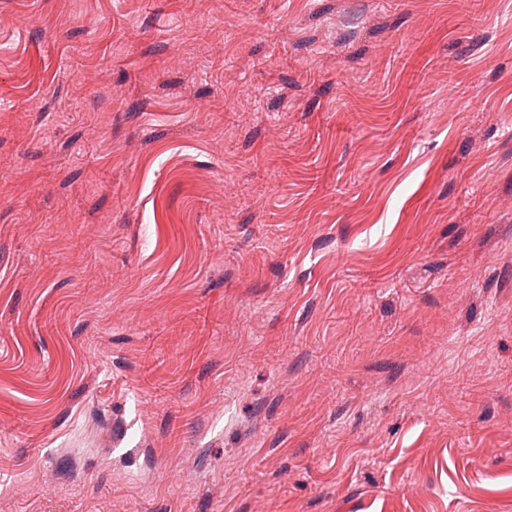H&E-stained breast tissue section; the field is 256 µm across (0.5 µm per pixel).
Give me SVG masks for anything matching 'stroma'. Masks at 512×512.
I'll return each instance as SVG.
<instances>
[{
	"mask_svg": "<svg viewBox=\"0 0 512 512\" xmlns=\"http://www.w3.org/2000/svg\"><path fill=\"white\" fill-rule=\"evenodd\" d=\"M0 512H512V0H0Z\"/></svg>",
	"mask_w": 512,
	"mask_h": 512,
	"instance_id": "obj_1",
	"label": "stroma"
}]
</instances>
